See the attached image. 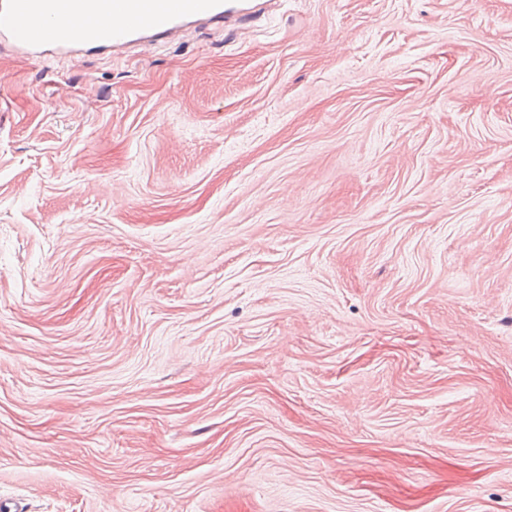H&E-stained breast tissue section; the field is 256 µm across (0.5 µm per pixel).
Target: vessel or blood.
I'll return each mask as SVG.
<instances>
[{"mask_svg":"<svg viewBox=\"0 0 512 512\" xmlns=\"http://www.w3.org/2000/svg\"><path fill=\"white\" fill-rule=\"evenodd\" d=\"M253 9L252 0H69L70 15L99 19L100 43L113 48L202 20L246 16ZM0 43L31 57L81 50L74 28L61 20L57 0H0Z\"/></svg>","mask_w":512,"mask_h":512,"instance_id":"b4317fda","label":"vessel or blood"}]
</instances>
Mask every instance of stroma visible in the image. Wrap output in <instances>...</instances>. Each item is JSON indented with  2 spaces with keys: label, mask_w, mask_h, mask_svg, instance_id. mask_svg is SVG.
<instances>
[{
  "label": "stroma",
  "mask_w": 512,
  "mask_h": 512,
  "mask_svg": "<svg viewBox=\"0 0 512 512\" xmlns=\"http://www.w3.org/2000/svg\"><path fill=\"white\" fill-rule=\"evenodd\" d=\"M7 501L512 512V0L0 48Z\"/></svg>",
  "instance_id": "1"
}]
</instances>
